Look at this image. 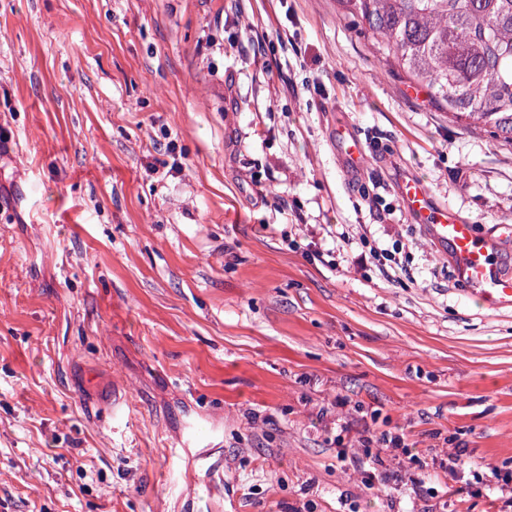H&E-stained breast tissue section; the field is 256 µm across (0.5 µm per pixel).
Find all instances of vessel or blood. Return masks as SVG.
<instances>
[{
    "label": "vessel or blood",
    "instance_id": "vessel-or-blood-1",
    "mask_svg": "<svg viewBox=\"0 0 512 512\" xmlns=\"http://www.w3.org/2000/svg\"><path fill=\"white\" fill-rule=\"evenodd\" d=\"M343 148L350 167L364 165L366 144L360 137L345 136ZM400 195L414 224L447 258L455 284L477 294L485 309H512V273L503 269L497 241L438 201L419 179L405 181Z\"/></svg>",
    "mask_w": 512,
    "mask_h": 512
}]
</instances>
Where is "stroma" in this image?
Instances as JSON below:
<instances>
[{
	"label": "stroma",
	"mask_w": 512,
	"mask_h": 512,
	"mask_svg": "<svg viewBox=\"0 0 512 512\" xmlns=\"http://www.w3.org/2000/svg\"><path fill=\"white\" fill-rule=\"evenodd\" d=\"M412 175L512 225V145L431 108L334 0H0V512H495L455 488L512 462V311L442 273ZM399 238L413 281L354 264ZM396 430L419 487L341 470ZM343 148L346 154L348 165L351 168H358L364 165L367 160L366 143L359 136H343Z\"/></svg>",
	"instance_id": "1"
}]
</instances>
